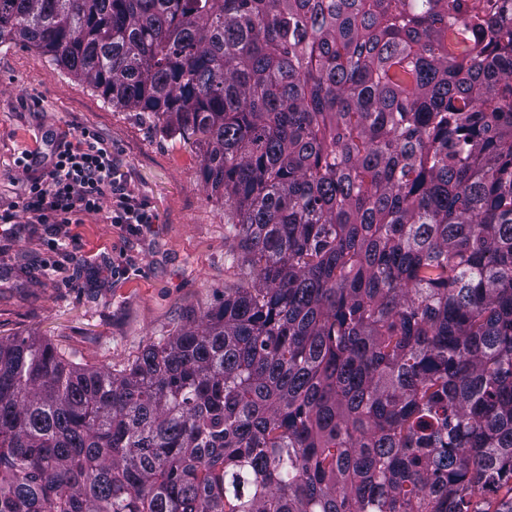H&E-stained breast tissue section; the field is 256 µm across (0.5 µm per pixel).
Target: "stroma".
Masks as SVG:
<instances>
[{
  "label": "stroma",
  "mask_w": 512,
  "mask_h": 512,
  "mask_svg": "<svg viewBox=\"0 0 512 512\" xmlns=\"http://www.w3.org/2000/svg\"><path fill=\"white\" fill-rule=\"evenodd\" d=\"M83 128L111 143L119 173L156 220L132 234L98 214L78 224L20 216L0 231V337H35L87 366L119 369L222 303L236 270L199 149L163 134L154 116L112 107L39 49L0 44V209L46 171L17 168L23 150L45 162Z\"/></svg>",
  "instance_id": "35a3bbf8"
}]
</instances>
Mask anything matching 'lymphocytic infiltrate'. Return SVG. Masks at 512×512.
Returning <instances> with one entry per match:
<instances>
[{
	"mask_svg": "<svg viewBox=\"0 0 512 512\" xmlns=\"http://www.w3.org/2000/svg\"><path fill=\"white\" fill-rule=\"evenodd\" d=\"M21 211L35 224H77L83 215L100 213L105 223L132 232L153 221L121 180L111 144L87 129L58 146L50 169L22 199Z\"/></svg>",
	"mask_w": 512,
	"mask_h": 512,
	"instance_id": "lymphocytic-infiltrate-1",
	"label": "lymphocytic infiltrate"
}]
</instances>
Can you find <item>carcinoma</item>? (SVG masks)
Instances as JSON below:
<instances>
[{
    "instance_id": "cac0c4a2",
    "label": "carcinoma",
    "mask_w": 512,
    "mask_h": 512,
    "mask_svg": "<svg viewBox=\"0 0 512 512\" xmlns=\"http://www.w3.org/2000/svg\"><path fill=\"white\" fill-rule=\"evenodd\" d=\"M204 148L241 277L119 371L0 337V512H512V0H0Z\"/></svg>"
}]
</instances>
